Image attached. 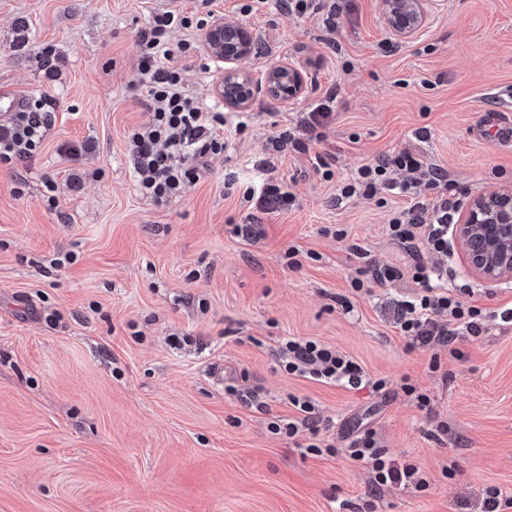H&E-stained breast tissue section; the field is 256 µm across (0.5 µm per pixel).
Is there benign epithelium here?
Here are the masks:
<instances>
[{
  "mask_svg": "<svg viewBox=\"0 0 512 512\" xmlns=\"http://www.w3.org/2000/svg\"><path fill=\"white\" fill-rule=\"evenodd\" d=\"M443 3L444 0H384L391 33L404 42L415 39ZM206 49L224 63V75L217 87L224 107H250L255 89L239 64L256 52L253 34L236 22L218 18L207 32ZM304 90V77L296 67L281 63L269 69L265 91L270 98L290 102ZM452 234L471 274L491 283L512 282V187L473 197Z\"/></svg>",
  "mask_w": 512,
  "mask_h": 512,
  "instance_id": "1",
  "label": "benign epithelium"
}]
</instances>
